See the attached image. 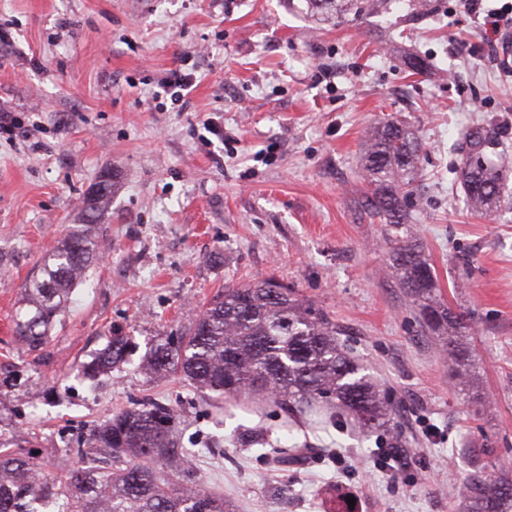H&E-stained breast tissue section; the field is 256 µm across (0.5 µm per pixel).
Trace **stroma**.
I'll return each mask as SVG.
<instances>
[{
	"label": "stroma",
	"mask_w": 512,
	"mask_h": 512,
	"mask_svg": "<svg viewBox=\"0 0 512 512\" xmlns=\"http://www.w3.org/2000/svg\"><path fill=\"white\" fill-rule=\"evenodd\" d=\"M390 0L357 24H319L288 0H0V444L53 458L143 400L177 411L193 470L236 512H457L452 487L512 472V210L464 209L461 129L512 148L507 39L454 0ZM424 61L414 73L413 59ZM193 74L183 101L158 81ZM401 120L422 137L413 225L448 306L473 315L466 391L393 274V227L359 205L361 146ZM105 254L74 291L42 355L16 342L25 283L104 179ZM273 276L323 308L339 341L395 403L404 467L350 429L296 440L284 472L252 448L276 418H225L141 360L187 332L224 287ZM131 352L99 384L83 365L110 336Z\"/></svg>",
	"instance_id": "1"
}]
</instances>
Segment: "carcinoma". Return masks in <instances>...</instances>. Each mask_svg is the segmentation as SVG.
<instances>
[{"label": "carcinoma", "instance_id": "obj_1", "mask_svg": "<svg viewBox=\"0 0 512 512\" xmlns=\"http://www.w3.org/2000/svg\"><path fill=\"white\" fill-rule=\"evenodd\" d=\"M320 21L343 24L384 9L385 0H303ZM487 140L477 128L466 132V159L458 171L464 205L491 215L501 205L498 170L486 160ZM424 143L401 121L370 131L361 155L364 180L373 191L361 199L371 220L403 235L392 240V267L399 286L418 303L422 326L440 336L459 384L470 385V351L464 346L474 322L441 299L439 278L420 237L408 225L407 203L417 194V169ZM111 180H102L86 199L88 216L105 211ZM96 225L74 224L44 256L40 274L24 285L22 315L14 333L31 354L41 355L53 322L67 309L89 266L99 260ZM336 323L292 288L271 278L224 288L206 305L188 332L163 336L145 353L144 373L154 379L178 374L213 394L215 407L241 409L260 418L281 411L277 427L294 432L301 419L325 431L340 422L371 434L390 425L397 408L385 389L338 342ZM129 339L113 336L84 365L94 379L125 361ZM280 469L307 462L299 448H259ZM173 409L144 401L92 428L79 449V462L58 458V468L40 462L29 441L0 449V512H234L224 496L201 479L174 484L169 472L191 463ZM462 512H512V479L478 476L463 491Z\"/></svg>", "mask_w": 512, "mask_h": 512}]
</instances>
